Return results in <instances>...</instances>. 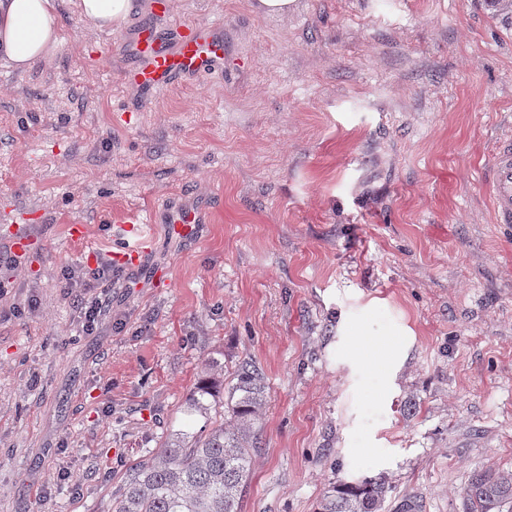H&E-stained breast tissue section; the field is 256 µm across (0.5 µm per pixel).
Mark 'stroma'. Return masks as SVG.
<instances>
[{
    "mask_svg": "<svg viewBox=\"0 0 512 512\" xmlns=\"http://www.w3.org/2000/svg\"><path fill=\"white\" fill-rule=\"evenodd\" d=\"M137 3L96 30L59 0L54 59L0 64V252L23 265L0 302V512H112L131 466L207 425L185 407L206 363L229 383L246 358L268 403L242 512H314L376 475L464 512L474 475L512 468V225L486 187L512 21L483 0ZM144 22L220 29L223 77L143 100L121 74ZM170 203L205 206L201 238L157 224L107 293L124 327L82 335L61 268ZM372 297L374 327L415 335L387 404L337 344Z\"/></svg>",
    "mask_w": 512,
    "mask_h": 512,
    "instance_id": "obj_1",
    "label": "stroma"
}]
</instances>
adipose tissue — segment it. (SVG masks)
I'll list each match as a JSON object with an SVG mask.
<instances>
[{
    "label": "adipose tissue",
    "mask_w": 512,
    "mask_h": 512,
    "mask_svg": "<svg viewBox=\"0 0 512 512\" xmlns=\"http://www.w3.org/2000/svg\"><path fill=\"white\" fill-rule=\"evenodd\" d=\"M82 17L95 28L119 27L135 10V0H77ZM57 0H0V58L25 72L57 52ZM341 343L352 372L380 376L381 401H388L414 338L407 326L376 329L368 314L348 320L340 329Z\"/></svg>",
    "instance_id": "obj_1"
}]
</instances>
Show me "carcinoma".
Wrapping results in <instances>:
<instances>
[{"instance_id":"carcinoma-1","label":"carcinoma","mask_w":512,"mask_h":512,"mask_svg":"<svg viewBox=\"0 0 512 512\" xmlns=\"http://www.w3.org/2000/svg\"><path fill=\"white\" fill-rule=\"evenodd\" d=\"M210 365L187 396L191 412L208 409L215 383ZM224 398L223 420L207 433H175L126 473L113 512H241L253 454L262 448L266 404L263 373L244 359ZM391 486L379 475L333 485L315 512H386ZM465 512H512V470L475 476L464 491Z\"/></svg>"}]
</instances>
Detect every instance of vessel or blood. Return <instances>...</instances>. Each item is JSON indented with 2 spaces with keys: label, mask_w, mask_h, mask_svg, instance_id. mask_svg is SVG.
<instances>
[{
  "label": "vessel or blood",
  "mask_w": 512,
  "mask_h": 512,
  "mask_svg": "<svg viewBox=\"0 0 512 512\" xmlns=\"http://www.w3.org/2000/svg\"><path fill=\"white\" fill-rule=\"evenodd\" d=\"M128 64L124 79L141 95L157 98L182 81L201 75L216 76L224 70V35L207 26L163 31L142 23L134 27L126 41ZM489 191L493 218L498 224H512V141L498 143L490 165ZM165 223L181 236L195 239L207 214L200 207L173 206ZM154 217L132 218L121 225L124 245L117 253L120 261L135 266L140 252L153 233Z\"/></svg>",
  "instance_id": "1"
}]
</instances>
